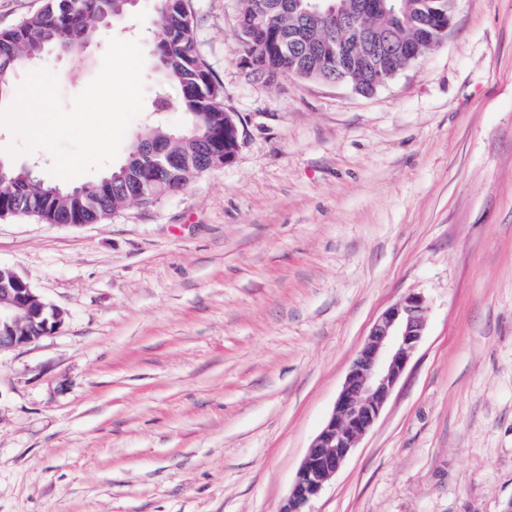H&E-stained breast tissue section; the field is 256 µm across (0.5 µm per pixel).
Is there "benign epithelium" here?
<instances>
[{"mask_svg": "<svg viewBox=\"0 0 512 512\" xmlns=\"http://www.w3.org/2000/svg\"><path fill=\"white\" fill-rule=\"evenodd\" d=\"M403 0H363L357 11L347 13L337 0H293L290 9L301 8L305 25L294 39L307 41L312 26H353L379 12L395 14ZM342 61L319 70L318 80L346 84L352 58L341 48ZM399 64L390 65L376 53L370 63L373 87H381L420 57L397 48ZM224 141L230 148L212 157L209 169L222 167L235 157L239 130L230 112L224 113ZM428 305L420 293H410L388 307L374 322L367 340L354 359L327 422L314 438L298 468L288 498L280 512H308L309 504L322 492L358 442L373 428L386 401L419 346L427 327ZM64 321V312L48 303L14 270L0 266V351L31 345L54 333Z\"/></svg>", "mask_w": 512, "mask_h": 512, "instance_id": "obj_1", "label": "benign epithelium"}]
</instances>
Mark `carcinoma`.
I'll list each match as a JSON object with an SVG mask.
<instances>
[{
    "instance_id": "1",
    "label": "carcinoma",
    "mask_w": 512,
    "mask_h": 512,
    "mask_svg": "<svg viewBox=\"0 0 512 512\" xmlns=\"http://www.w3.org/2000/svg\"><path fill=\"white\" fill-rule=\"evenodd\" d=\"M283 0H238L242 55L252 59L258 75L288 70L295 62L313 66L312 48L289 34L300 17L288 13ZM409 17L373 20L391 44L424 43L443 34L425 24L429 4L451 8L449 0H409ZM126 0H43L40 10L0 31V96L10 90L16 70L45 60L50 49L76 56L74 44L124 17ZM155 72L159 81L179 90L176 107L189 115L182 130L144 127L134 137L126 163L107 179L69 189L0 159V219L23 215L45 224H99L129 204L149 205L171 181L187 186L224 148V85L200 55L190 0H156Z\"/></svg>"
}]
</instances>
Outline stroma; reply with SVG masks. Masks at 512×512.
Segmentation results:
<instances>
[{
    "label": "stroma",
    "mask_w": 512,
    "mask_h": 512,
    "mask_svg": "<svg viewBox=\"0 0 512 512\" xmlns=\"http://www.w3.org/2000/svg\"><path fill=\"white\" fill-rule=\"evenodd\" d=\"M235 113L224 167L102 224L0 220V265L65 313L0 352V512H280L372 323L410 292L426 333L310 512L512 503V0H455L433 51L374 93L241 66L237 0H193ZM153 0L49 55L64 109Z\"/></svg>",
    "instance_id": "1"
}]
</instances>
